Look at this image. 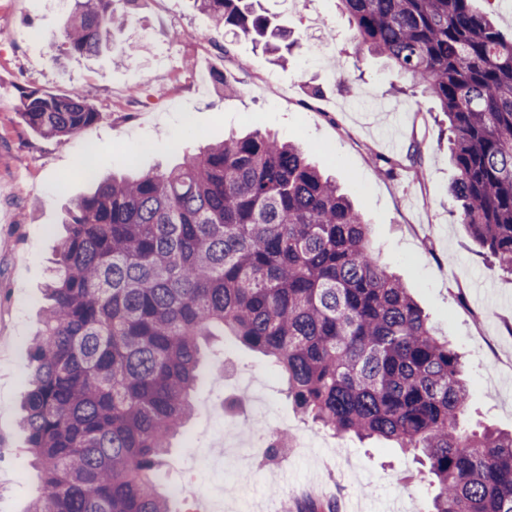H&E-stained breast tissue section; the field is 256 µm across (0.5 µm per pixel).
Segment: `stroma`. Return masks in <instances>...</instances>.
Segmentation results:
<instances>
[{
	"label": "stroma",
	"instance_id": "stroma-1",
	"mask_svg": "<svg viewBox=\"0 0 512 512\" xmlns=\"http://www.w3.org/2000/svg\"><path fill=\"white\" fill-rule=\"evenodd\" d=\"M266 14L298 41L277 64L248 37L225 34L190 0H142L112 47L96 56L64 53L63 14L54 0H0V512H28L38 473L24 466L27 439L20 396L39 331L43 288L63 220L97 178L178 166L229 135L253 130L309 150L370 225L381 261L396 272L439 335L463 354L470 418L512 430V278L490 262L457 224L449 187L448 124L434 99L386 59L360 49L339 0H260ZM230 77L232 91L220 88ZM319 88V98L308 96ZM78 91L98 120L61 141L29 128L18 111L23 91ZM422 141L421 168L395 177L375 155L404 159ZM257 380L269 409L268 433L288 430L292 455L277 478L260 457L248 479L212 468L205 450L231 424L247 432L241 390L214 363ZM164 484L174 512H201L204 492L222 487L226 512L251 501L256 512H283L290 497L316 490L338 512H428L432 489L412 455L382 441L338 438L300 414L264 356L232 336H213L205 351L192 415L168 450Z\"/></svg>",
	"mask_w": 512,
	"mask_h": 512
}]
</instances>
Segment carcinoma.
I'll return each instance as SVG.
<instances>
[{
	"label": "carcinoma",
	"instance_id": "cac0c4a2",
	"mask_svg": "<svg viewBox=\"0 0 512 512\" xmlns=\"http://www.w3.org/2000/svg\"><path fill=\"white\" fill-rule=\"evenodd\" d=\"M72 2L62 45L101 53L128 13ZM192 2L283 59L290 33L253 0ZM341 3L360 46L447 116L456 222L512 276V39L472 0ZM19 112L54 138L98 119L76 91L28 90ZM65 224L22 399L41 474L31 512H172L158 479L215 327L273 358L288 399L320 428L413 452L432 476L431 512H512V432L461 427L460 354L301 147L255 131L169 171L105 178Z\"/></svg>",
	"mask_w": 512,
	"mask_h": 512
}]
</instances>
